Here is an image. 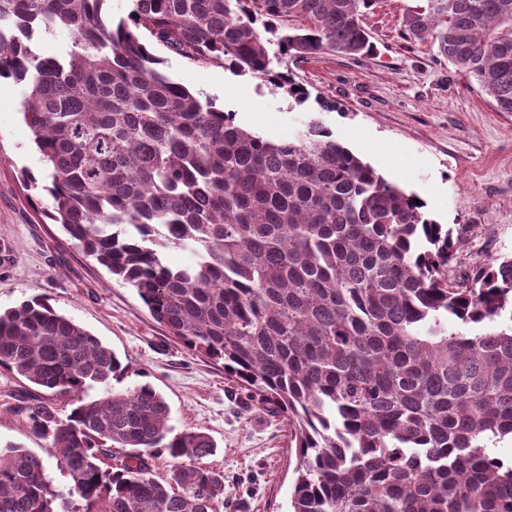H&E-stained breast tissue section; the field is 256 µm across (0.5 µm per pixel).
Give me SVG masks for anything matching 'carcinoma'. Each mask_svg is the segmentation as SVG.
Here are the masks:
<instances>
[{
  "label": "carcinoma",
  "mask_w": 512,
  "mask_h": 512,
  "mask_svg": "<svg viewBox=\"0 0 512 512\" xmlns=\"http://www.w3.org/2000/svg\"><path fill=\"white\" fill-rule=\"evenodd\" d=\"M0 0V78L50 184L47 214L133 287L155 322L288 421L292 512H512V256L448 276L473 228L437 222L318 117L275 143L164 72L159 46L309 92L279 56L370 55L384 0ZM408 38L512 112V0H415ZM67 36L45 56L41 38ZM276 45L279 55L270 54ZM169 249L193 261L172 268ZM507 320L500 331L463 328ZM0 367L54 394L16 399L83 503L72 512H214L217 445L174 431L151 384L124 392L111 347L42 298L0 310ZM97 391L94 397L89 391ZM167 455L158 480L152 460ZM44 459L0 448V512H59Z\"/></svg>",
  "instance_id": "1"
}]
</instances>
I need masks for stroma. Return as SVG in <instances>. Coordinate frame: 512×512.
<instances>
[{
    "label": "stroma",
    "instance_id": "obj_1",
    "mask_svg": "<svg viewBox=\"0 0 512 512\" xmlns=\"http://www.w3.org/2000/svg\"><path fill=\"white\" fill-rule=\"evenodd\" d=\"M413 0H383L365 19L376 46L354 60L324 54L284 66L310 97L298 105L279 89L220 67L158 55L176 81L201 93L264 138H295L312 114L388 180L421 197L439 223L471 225L466 264L512 254V112L497 111L475 81L438 59L435 46L407 39ZM25 85L0 81V309L43 297L108 344L126 371L115 390L148 383L172 409L175 429H198L217 444L207 465L223 472L215 512H290L297 463L283 417L251 398L223 363L188 350L151 317L136 290L85 256L49 219L44 165L20 112ZM33 175L36 186L24 181ZM44 392L0 368V447L42 456L56 489L68 491L55 451L13 412L14 395Z\"/></svg>",
    "mask_w": 512,
    "mask_h": 512
}]
</instances>
